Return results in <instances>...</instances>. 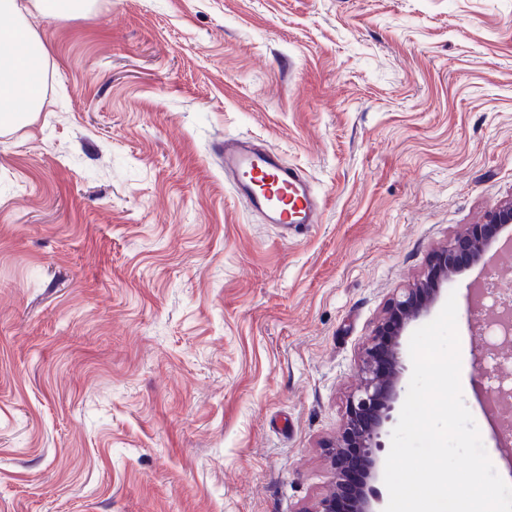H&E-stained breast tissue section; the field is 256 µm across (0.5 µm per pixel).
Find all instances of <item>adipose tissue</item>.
<instances>
[{
	"label": "adipose tissue",
	"instance_id": "ef3b65f1",
	"mask_svg": "<svg viewBox=\"0 0 512 512\" xmlns=\"http://www.w3.org/2000/svg\"><path fill=\"white\" fill-rule=\"evenodd\" d=\"M50 18L88 13L90 0H0V16L22 19L27 10ZM46 48L27 26L0 29V127L28 120L43 104Z\"/></svg>",
	"mask_w": 512,
	"mask_h": 512
}]
</instances>
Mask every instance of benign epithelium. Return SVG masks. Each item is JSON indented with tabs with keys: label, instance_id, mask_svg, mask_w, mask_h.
I'll list each match as a JSON object with an SVG mask.
<instances>
[{
	"label": "benign epithelium",
	"instance_id": "1",
	"mask_svg": "<svg viewBox=\"0 0 512 512\" xmlns=\"http://www.w3.org/2000/svg\"><path fill=\"white\" fill-rule=\"evenodd\" d=\"M485 223L503 230L512 226V197L488 211ZM499 239L483 236L475 224L454 235L434 255L427 275L412 288L391 301L385 321L376 329L360 356L362 379L351 393L343 430L331 448L332 488L317 503L314 512H336V498L344 491L343 471L348 465L343 450L359 449L366 479L354 493L351 512H380L381 491L374 486L377 468L385 450L384 436L394 423L401 394V381L407 370L400 354V337L407 326L427 313L437 300L444 282L459 273L458 258L467 255L476 260ZM499 326L506 339L512 338V308L502 305L482 312ZM511 352L497 355L482 348L475 357L482 376L493 368L501 382L512 378Z\"/></svg>",
	"mask_w": 512,
	"mask_h": 512
}]
</instances>
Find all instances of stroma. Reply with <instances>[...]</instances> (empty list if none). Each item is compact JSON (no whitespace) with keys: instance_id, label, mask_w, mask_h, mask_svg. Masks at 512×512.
<instances>
[{"instance_id":"1","label":"stroma","mask_w":512,"mask_h":512,"mask_svg":"<svg viewBox=\"0 0 512 512\" xmlns=\"http://www.w3.org/2000/svg\"><path fill=\"white\" fill-rule=\"evenodd\" d=\"M0 130V512H313L360 353L512 196V0H92ZM324 220L282 239L215 146ZM455 291L463 402L497 473ZM218 151L236 196L287 238L320 222V202L302 171L282 155L246 138L224 137Z\"/></svg>"}]
</instances>
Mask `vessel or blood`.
Listing matches in <instances>:
<instances>
[{"mask_svg":"<svg viewBox=\"0 0 512 512\" xmlns=\"http://www.w3.org/2000/svg\"><path fill=\"white\" fill-rule=\"evenodd\" d=\"M224 174L236 196L285 237H297L320 221V202L302 171L282 155L246 138H227L219 147Z\"/></svg>","mask_w":512,"mask_h":512,"instance_id":"vessel-or-blood-1","label":"vessel or blood"}]
</instances>
